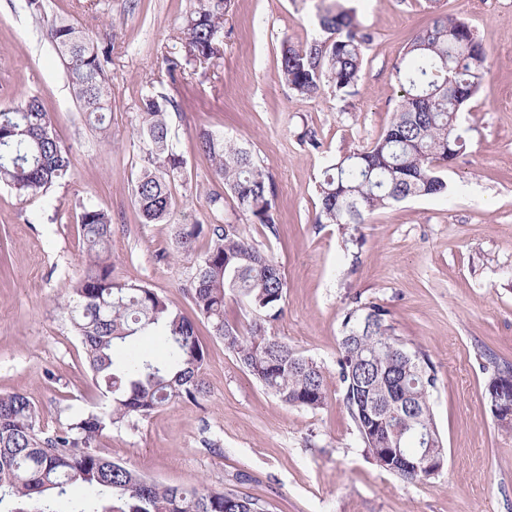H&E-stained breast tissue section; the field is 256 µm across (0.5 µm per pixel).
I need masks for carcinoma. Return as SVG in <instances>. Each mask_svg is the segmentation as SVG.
I'll list each match as a JSON object with an SVG mask.
<instances>
[{
	"mask_svg": "<svg viewBox=\"0 0 512 512\" xmlns=\"http://www.w3.org/2000/svg\"><path fill=\"white\" fill-rule=\"evenodd\" d=\"M228 3L203 0L188 20L185 62L169 61L170 77L185 63L220 55ZM318 24L326 38L300 47L283 45L278 77L301 96L315 93L326 81L349 96L371 35L338 4L321 11ZM47 37L86 120L106 131L110 51L65 18L49 24ZM489 71L487 51L466 21L432 17L393 66L400 101L390 125L371 145L349 151L324 170L316 223L363 224L394 202L444 194L448 185L442 170L466 148L459 112L484 86ZM171 106L172 101L153 94L141 98L144 169L133 195L146 224L169 214V181L184 168L170 134ZM197 139L224 186L222 193H208L210 209L223 211L229 193L255 223L276 233L274 181L252 153L208 129L200 130ZM71 166L70 148L55 138L52 117L36 97L0 108V184L27 200L44 197ZM79 225L83 273L69 285L60 308L78 333L89 369L104 386L110 410L51 427L29 395L0 394V512H266L247 494L164 485L102 452L100 438L108 426L204 397L205 352L191 318L152 289L112 277V216L87 201ZM203 234L208 246L189 288L197 315L268 393L288 405L323 407L329 381L322 367L272 333L285 301L278 262L227 219L177 225L176 249H192ZM229 293L253 315L245 333L224 318ZM402 352L418 370L405 367ZM337 366L344 404L375 463L406 483L430 480L414 466L421 448L415 431L434 436V458L446 459V451L431 413L439 378L428 355L395 333L388 309L356 296L344 316ZM397 404L405 410L385 417Z\"/></svg>",
	"mask_w": 512,
	"mask_h": 512,
	"instance_id": "carcinoma-1",
	"label": "carcinoma"
}]
</instances>
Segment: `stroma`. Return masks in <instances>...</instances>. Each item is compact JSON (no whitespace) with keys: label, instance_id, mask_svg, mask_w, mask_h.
Masks as SVG:
<instances>
[{"label":"stroma","instance_id":"stroma-1","mask_svg":"<svg viewBox=\"0 0 512 512\" xmlns=\"http://www.w3.org/2000/svg\"><path fill=\"white\" fill-rule=\"evenodd\" d=\"M343 4L372 36L346 98L328 84L300 96L277 78L282 43L317 36L323 0H232L222 55L175 79L167 61L185 57L186 20L200 0H43L39 18L24 0H0V108L37 96L72 151L71 176L45 197L25 201L0 186V393L29 394L54 425L109 407L58 307L81 270L83 202L112 215L113 277L191 313L187 289L207 240L176 255L172 238L176 225L215 221L207 194L221 183L196 147L198 131L212 129L250 149L273 178L276 232L231 196L224 215L279 262L286 293L274 332L323 367L328 401L317 410L283 404L203 322L208 395L112 425L104 451L166 485L261 498L267 512H512V432L499 428L486 391L492 363L512 364V0ZM438 11L466 20L490 62L459 115L467 148L444 173L447 195L395 203L358 226L317 223L325 168L389 126L399 95L392 68ZM56 17L112 51L107 131L86 121L45 36ZM148 90L174 102L171 135L186 161L158 224L143 223L132 193ZM355 296L387 308L396 334L438 371L431 404L447 458L435 479L409 484L379 469L343 403L336 358Z\"/></svg>","mask_w":512,"mask_h":512}]
</instances>
